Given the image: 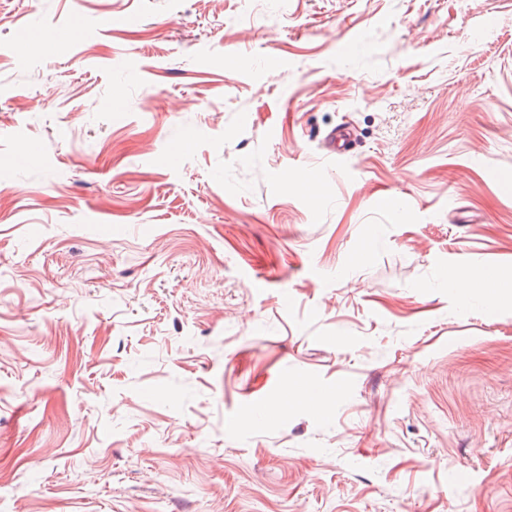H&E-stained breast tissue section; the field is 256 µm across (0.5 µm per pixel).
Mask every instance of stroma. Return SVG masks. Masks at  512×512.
Masks as SVG:
<instances>
[{
  "instance_id": "1",
  "label": "stroma",
  "mask_w": 512,
  "mask_h": 512,
  "mask_svg": "<svg viewBox=\"0 0 512 512\" xmlns=\"http://www.w3.org/2000/svg\"><path fill=\"white\" fill-rule=\"evenodd\" d=\"M452 269L512 274V0H0V512H512Z\"/></svg>"
}]
</instances>
